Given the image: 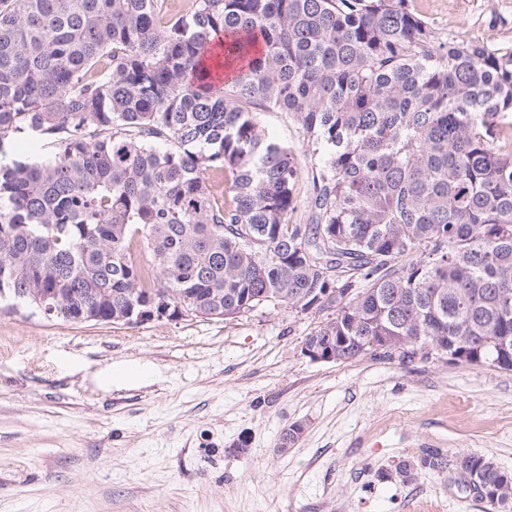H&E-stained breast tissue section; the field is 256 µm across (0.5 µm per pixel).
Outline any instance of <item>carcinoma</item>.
<instances>
[{
	"instance_id": "carcinoma-1",
	"label": "carcinoma",
	"mask_w": 512,
	"mask_h": 512,
	"mask_svg": "<svg viewBox=\"0 0 512 512\" xmlns=\"http://www.w3.org/2000/svg\"><path fill=\"white\" fill-rule=\"evenodd\" d=\"M0 0V293L111 323L166 292L226 319L331 311L304 345L346 362L512 370V51L436 37L406 0ZM312 148L308 223L293 150ZM224 177L228 191L219 190ZM329 291L326 301L318 296ZM494 510L512 473L421 448ZM252 111L260 112L261 124L265 133L278 141L288 142L295 149V159L300 169L299 180L296 185V195L303 200L307 196L309 183L307 180V168L310 165L312 155L311 147L303 143L298 129L285 112L262 111L259 108H249ZM5 151L8 158L27 161L49 155L54 151V148L51 144H48V141L32 142L31 140H24L6 146Z\"/></svg>"
}]
</instances>
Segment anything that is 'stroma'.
Masks as SVG:
<instances>
[{
    "mask_svg": "<svg viewBox=\"0 0 512 512\" xmlns=\"http://www.w3.org/2000/svg\"><path fill=\"white\" fill-rule=\"evenodd\" d=\"M407 6L441 38L512 48V0ZM260 119L307 170L287 113ZM324 319L281 304L76 325L1 300L0 512H491L449 476L377 474L421 448L512 471V370L314 362L304 340Z\"/></svg>",
    "mask_w": 512,
    "mask_h": 512,
    "instance_id": "stroma-1",
    "label": "stroma"
}]
</instances>
